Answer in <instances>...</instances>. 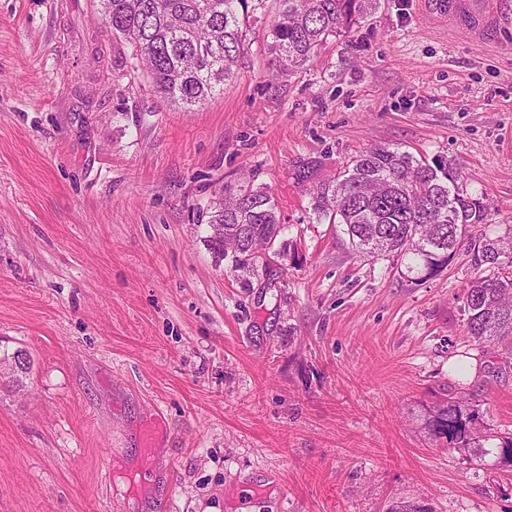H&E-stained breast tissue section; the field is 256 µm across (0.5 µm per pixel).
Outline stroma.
<instances>
[{
    "label": "stroma",
    "instance_id": "35a3bbf8",
    "mask_svg": "<svg viewBox=\"0 0 512 512\" xmlns=\"http://www.w3.org/2000/svg\"><path fill=\"white\" fill-rule=\"evenodd\" d=\"M484 2L478 35L380 0L283 73L279 4L258 0L236 78L184 109L99 0H0V352L31 360L0 378V512H512L494 455L512 363L467 333V251L414 284L309 209L316 183L398 145L460 166L480 233L512 229V0ZM249 186L282 231L245 284L205 239L213 202ZM461 391L485 457L425 429Z\"/></svg>",
    "mask_w": 512,
    "mask_h": 512
}]
</instances>
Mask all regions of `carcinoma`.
Segmentation results:
<instances>
[{"mask_svg":"<svg viewBox=\"0 0 512 512\" xmlns=\"http://www.w3.org/2000/svg\"><path fill=\"white\" fill-rule=\"evenodd\" d=\"M249 0H101L112 34L133 56L161 97L199 107L237 75ZM269 27L270 50L283 68L305 64L330 39L359 26L380 0H278ZM319 224H334L363 258L395 257L416 282L439 276L467 247L475 276L464 288L461 310L470 336L512 348V245L471 234L490 223L484 199L467 193L457 163L417 157L399 147L377 146L354 157L336 178L313 189ZM209 223L224 225V239L208 237L211 250L245 277L281 231L268 191L247 188L214 202ZM431 439L450 450L482 454L486 428L480 405L453 396L433 407L425 422Z\"/></svg>","mask_w":512,"mask_h":512,"instance_id":"cac0c4a2","label":"carcinoma"}]
</instances>
